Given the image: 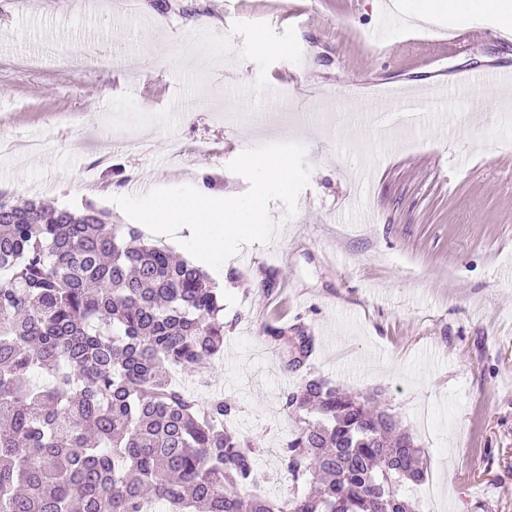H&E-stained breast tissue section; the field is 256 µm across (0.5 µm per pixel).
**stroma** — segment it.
<instances>
[{"label": "stroma", "mask_w": 512, "mask_h": 512, "mask_svg": "<svg viewBox=\"0 0 512 512\" xmlns=\"http://www.w3.org/2000/svg\"><path fill=\"white\" fill-rule=\"evenodd\" d=\"M418 4L0 0V136L44 143L0 155V195L124 224L114 197L241 195L230 161L302 143L296 214L270 202L273 240L224 263V349L195 392L235 404L262 490L286 495L283 395L301 376L265 329L303 324L307 371L379 394L424 448L423 486L402 488L416 512L425 489L437 512H512V89L462 81L512 71V21L444 16L371 41L380 10L405 21ZM434 81L448 94L423 109L446 124L369 127L381 93Z\"/></svg>", "instance_id": "35a3bbf8"}]
</instances>
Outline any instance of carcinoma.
Masks as SVG:
<instances>
[{"instance_id": "1", "label": "carcinoma", "mask_w": 512, "mask_h": 512, "mask_svg": "<svg viewBox=\"0 0 512 512\" xmlns=\"http://www.w3.org/2000/svg\"><path fill=\"white\" fill-rule=\"evenodd\" d=\"M221 291L131 224L0 196V512H414L425 451L376 396L304 376L284 499L256 491L254 443L223 395L173 384L224 345ZM300 371L302 325L271 331Z\"/></svg>"}]
</instances>
